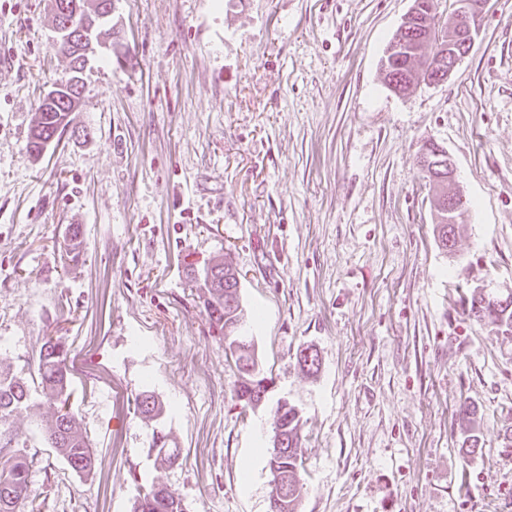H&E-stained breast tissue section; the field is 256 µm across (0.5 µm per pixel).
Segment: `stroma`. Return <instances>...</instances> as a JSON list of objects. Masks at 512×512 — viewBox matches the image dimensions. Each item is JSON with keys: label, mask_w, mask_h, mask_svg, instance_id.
I'll use <instances>...</instances> for the list:
<instances>
[{"label": "stroma", "mask_w": 512, "mask_h": 512, "mask_svg": "<svg viewBox=\"0 0 512 512\" xmlns=\"http://www.w3.org/2000/svg\"><path fill=\"white\" fill-rule=\"evenodd\" d=\"M411 5L114 0L69 117L83 135L35 158V113L69 61L50 0H0V365L35 379L47 337L64 341L98 459L76 473L21 413L32 496L18 512H132L157 481L187 512H268L281 398L302 416L300 512H512V336L461 303L512 290V0H488L447 82L401 96L381 63ZM430 141L467 198L448 252L417 163ZM218 256L275 380L254 411L189 275ZM145 389L171 408L166 470L148 455ZM477 413L474 408L464 407L460 411V421L463 429L462 448H466L467 453H476L479 450V437L474 432V424Z\"/></svg>", "instance_id": "35a3bbf8"}]
</instances>
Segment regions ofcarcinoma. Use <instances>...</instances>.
Instances as JSON below:
<instances>
[{"instance_id":"1","label":"carcinoma","mask_w":512,"mask_h":512,"mask_svg":"<svg viewBox=\"0 0 512 512\" xmlns=\"http://www.w3.org/2000/svg\"><path fill=\"white\" fill-rule=\"evenodd\" d=\"M388 46H401L405 53L400 55L394 52L387 57L388 68L383 71L384 83L393 82L402 92L412 85L419 86L421 70L432 57V54L426 52L425 41L409 28L404 31L399 29ZM78 106L79 103L70 101L60 106L40 102L36 124L29 135L28 148L31 155L41 154L42 140L65 131L67 112ZM209 265L223 274L224 284L218 288L205 282L201 284L205 290L204 307L212 326L224 337L225 346L229 347L233 343L230 335L236 331L238 323L246 322L247 314L240 300L230 305L229 289L237 287L238 282L232 266L222 259H214ZM465 312L472 319L488 322L501 333L512 335V300L504 305L501 298L486 296L474 290L467 299ZM38 374L41 398L37 400L23 378L0 366V512H16L17 505L31 494L30 462L10 454V449L22 444V436L12 430L13 418L22 412L40 411L42 442L55 449L72 470L90 475L96 466L95 452L75 414L69 409L71 392L66 369V348L59 339L50 337L42 345ZM261 392V380L246 374L241 376L236 391L239 401L246 405L258 402ZM136 402L142 418L155 424L148 448L149 455L154 457L156 467L160 470L172 466L174 461L170 455L177 452V449L172 447L170 434L160 426V421L167 413V406L150 390L142 391ZM476 417V410L468 406L460 411L462 447L472 454L479 450V437L474 432ZM273 418L274 435L288 436V454L269 461L270 472L288 474V479L294 483V491L284 512H299L304 487L301 417L294 405L278 402ZM132 512H185V508L165 484L156 482L135 500Z\"/></svg>"}]
</instances>
